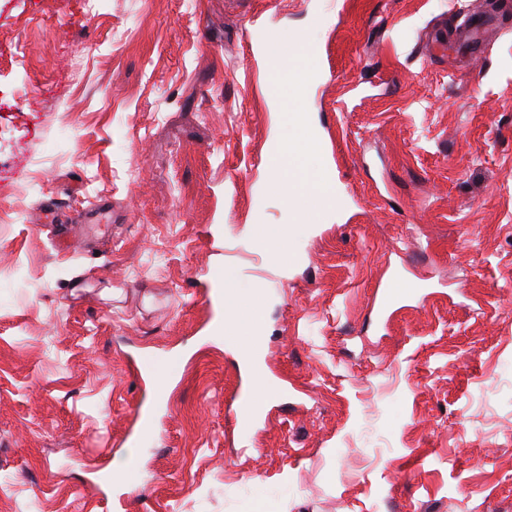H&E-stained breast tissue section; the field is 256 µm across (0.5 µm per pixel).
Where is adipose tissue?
Returning a JSON list of instances; mask_svg holds the SVG:
<instances>
[{"instance_id": "1", "label": "adipose tissue", "mask_w": 512, "mask_h": 512, "mask_svg": "<svg viewBox=\"0 0 512 512\" xmlns=\"http://www.w3.org/2000/svg\"><path fill=\"white\" fill-rule=\"evenodd\" d=\"M274 149L280 157V162L270 170L272 184L294 212L305 213L303 195L288 179V172L302 149L296 143L281 139L275 142ZM217 294L221 302V310L215 320L214 330L221 333L235 327L248 332V342L241 351V364L253 380V387L248 392V400L253 406H260L261 402L273 393L272 387L263 377L261 313L256 308L243 310L230 282L225 281L219 284Z\"/></svg>"}]
</instances>
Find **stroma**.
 <instances>
[{"instance_id": "stroma-1", "label": "stroma", "mask_w": 512, "mask_h": 512, "mask_svg": "<svg viewBox=\"0 0 512 512\" xmlns=\"http://www.w3.org/2000/svg\"><path fill=\"white\" fill-rule=\"evenodd\" d=\"M480 7L494 42L425 51ZM227 278L275 387L245 438ZM0 512H512V0H0ZM267 41L273 42L277 46V51L270 55V65L268 68V85L282 84L288 81L289 74L293 77L295 83L301 82L302 75L288 69V63L285 59L279 57L280 40L278 34H271L267 37ZM273 149L280 157L279 164L274 168H269L273 187L295 213L306 216L305 222H317L328 210L322 209L315 216L310 215L303 204L302 193L288 180V170L294 166V162L297 156L301 154L302 148L296 143L279 139L275 142Z\"/></svg>"}]
</instances>
